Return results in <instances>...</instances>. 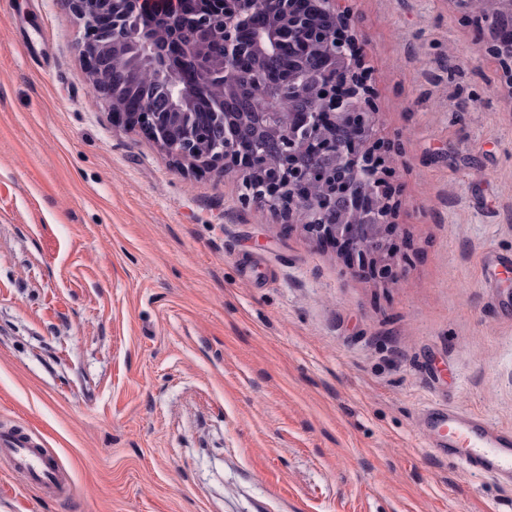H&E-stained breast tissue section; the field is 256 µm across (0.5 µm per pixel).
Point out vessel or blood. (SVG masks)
<instances>
[{
    "label": "vessel or blood",
    "instance_id": "1",
    "mask_svg": "<svg viewBox=\"0 0 512 512\" xmlns=\"http://www.w3.org/2000/svg\"><path fill=\"white\" fill-rule=\"evenodd\" d=\"M428 415L435 443L443 447L446 456L461 461L477 475L512 482V429L492 427L480 414L456 409L432 408ZM0 457L9 458L28 481L53 486L61 497H70L69 483L34 432L1 429Z\"/></svg>",
    "mask_w": 512,
    "mask_h": 512
}]
</instances>
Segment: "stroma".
<instances>
[{"mask_svg": "<svg viewBox=\"0 0 512 512\" xmlns=\"http://www.w3.org/2000/svg\"><path fill=\"white\" fill-rule=\"evenodd\" d=\"M388 281L115 123L59 0H0V512H512L424 410L512 427V104L448 0H351ZM0 457H7L12 467L26 474L31 483L51 485L61 497L71 496L69 483L63 479L56 461L44 448L38 435L26 429L0 430Z\"/></svg>", "mask_w": 512, "mask_h": 512, "instance_id": "35a3bbf8", "label": "stroma"}]
</instances>
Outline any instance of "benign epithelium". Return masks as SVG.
Returning <instances> with one entry per match:
<instances>
[{
    "instance_id": "obj_1",
    "label": "benign epithelium",
    "mask_w": 512,
    "mask_h": 512,
    "mask_svg": "<svg viewBox=\"0 0 512 512\" xmlns=\"http://www.w3.org/2000/svg\"><path fill=\"white\" fill-rule=\"evenodd\" d=\"M83 25L92 89L172 160L231 177L244 208L266 209L283 228L297 225L336 244L358 271L379 279L391 269L393 204L373 145L378 111L361 68L348 0H215L165 10L170 36L138 0H61ZM493 59L512 100V0H448ZM221 36L222 54L211 47ZM133 85L151 73L167 107L145 94L120 95L112 71ZM224 85L211 126L186 124L198 85ZM224 130L211 147L206 134Z\"/></svg>"
}]
</instances>
